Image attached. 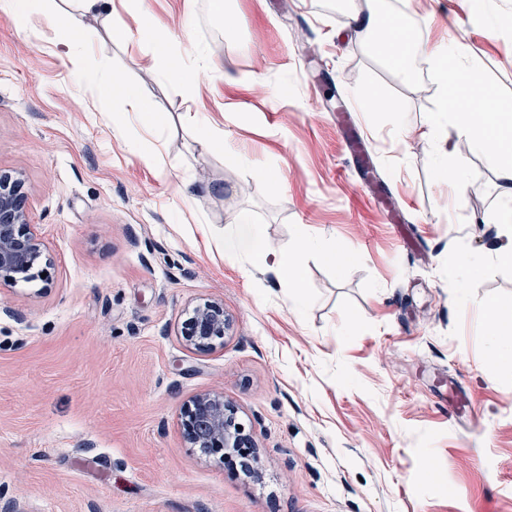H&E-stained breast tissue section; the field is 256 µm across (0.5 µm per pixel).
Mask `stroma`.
Masks as SVG:
<instances>
[{
	"instance_id": "35a3bbf8",
	"label": "stroma",
	"mask_w": 512,
	"mask_h": 512,
	"mask_svg": "<svg viewBox=\"0 0 512 512\" xmlns=\"http://www.w3.org/2000/svg\"><path fill=\"white\" fill-rule=\"evenodd\" d=\"M110 0L109 37L86 20L78 49L104 85L72 72L45 18L18 29L0 12V170L20 174L51 260L41 281L0 288V512H512V358L486 369L479 300L512 307V247L488 237L498 160L453 127L428 137L441 89L428 58L413 77L388 66L355 14L313 0ZM402 0L427 46L468 48L477 80L512 100V0ZM174 32L187 71L164 80L143 38ZM315 36V58L295 37ZM216 62L194 79L203 60ZM142 91L164 128L155 156L113 82ZM396 105L371 112L370 91ZM224 132L208 154L195 123ZM358 126L380 183L355 166ZM466 151L450 194L440 153ZM267 250L298 230L304 304L249 257L224 259L239 217ZM477 256L458 288L449 252ZM349 256L346 267L329 253ZM219 299L231 323L201 353L180 335L187 310ZM223 393L259 462L188 448L180 410Z\"/></svg>"
}]
</instances>
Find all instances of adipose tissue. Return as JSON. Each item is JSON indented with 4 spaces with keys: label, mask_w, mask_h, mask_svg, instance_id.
Instances as JSON below:
<instances>
[{
    "label": "adipose tissue",
    "mask_w": 512,
    "mask_h": 512,
    "mask_svg": "<svg viewBox=\"0 0 512 512\" xmlns=\"http://www.w3.org/2000/svg\"><path fill=\"white\" fill-rule=\"evenodd\" d=\"M109 0H0V11L25 20L29 14H43L64 39L67 62L73 70L85 68V56L74 48L73 40L85 28L88 15L104 13ZM360 35L371 46L385 51L393 65L405 76H413L419 57L440 60L453 57L454 62L437 70L441 86V115L454 124L461 139L470 148L487 153L501 164L500 206L496 222L504 237L512 239V102L491 97L490 91L475 78L467 64L463 47L449 45L424 50L414 40L408 27L396 28L386 13L382 0H370L365 19L358 25ZM315 248L307 232H299L295 243L277 258L265 250L257 225L239 219L234 231L224 237L225 259L246 255L260 261H273L277 274L286 280L294 293L292 302H300L301 281L297 271L302 259Z\"/></svg>",
    "instance_id": "obj_1"
}]
</instances>
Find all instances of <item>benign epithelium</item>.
Returning <instances> with one entry per match:
<instances>
[{
  "instance_id": "1",
  "label": "benign epithelium",
  "mask_w": 512,
  "mask_h": 512,
  "mask_svg": "<svg viewBox=\"0 0 512 512\" xmlns=\"http://www.w3.org/2000/svg\"><path fill=\"white\" fill-rule=\"evenodd\" d=\"M50 261L44 257L40 238L31 224L23 179L11 172L0 171V286L20 280L39 279L44 287L51 284L46 275ZM228 320L224 304L205 300L196 304L184 320L181 335L186 344L206 351L224 344ZM234 406L224 394L202 393L192 398L181 410V425L188 447L224 459V450L241 449L243 466L252 467L249 449L251 437L243 434L235 420Z\"/></svg>"
}]
</instances>
